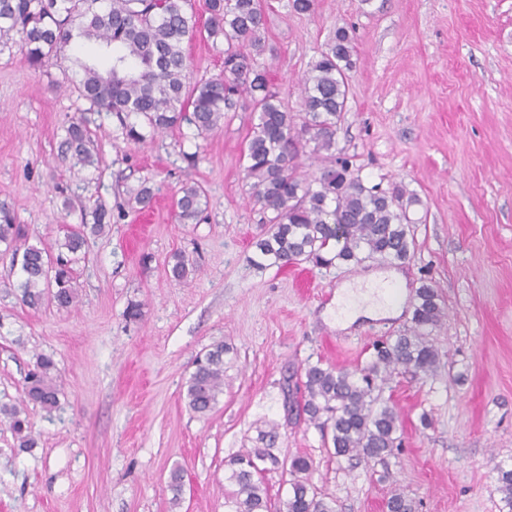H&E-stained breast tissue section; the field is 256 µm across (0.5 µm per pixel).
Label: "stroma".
<instances>
[{
	"label": "stroma",
	"mask_w": 512,
	"mask_h": 512,
	"mask_svg": "<svg viewBox=\"0 0 512 512\" xmlns=\"http://www.w3.org/2000/svg\"><path fill=\"white\" fill-rule=\"evenodd\" d=\"M269 2L265 61L296 116L300 79L336 29L353 36L336 148L365 185L414 194L413 255L255 268L265 226L244 171L248 112L229 113L204 140L184 126L140 145L102 117L98 167L73 172L58 147L84 103L56 82L79 76L74 60L94 46H68L39 69L18 48L0 50V205L34 243L92 223L96 204L111 215L74 265L78 301L67 310L23 306L19 268L0 251V405L22 404L38 355H53L60 380L57 411L25 406L36 447H18L0 423V512H229L227 461L269 429L282 454L311 460L312 483L341 512H386L395 491L417 512H501L493 467L512 465V0H316L310 15ZM186 49L190 81L221 74L223 42L202 34ZM145 178L158 188L151 222L126 205L127 187ZM188 181L207 193L196 224L175 215ZM180 252L197 269L178 282L169 268ZM379 272L403 277L401 315L337 327L343 283ZM424 284L443 312L430 335L439 365L387 387L402 449L384 481L367 460L330 456L296 403L306 364L350 368L374 340L406 333ZM132 303L143 308L136 321L124 315ZM218 342L230 348L224 391L198 416L184 385Z\"/></svg>",
	"instance_id": "35a3bbf8"
}]
</instances>
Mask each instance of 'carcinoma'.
<instances>
[{"label":"carcinoma","mask_w":512,"mask_h":512,"mask_svg":"<svg viewBox=\"0 0 512 512\" xmlns=\"http://www.w3.org/2000/svg\"><path fill=\"white\" fill-rule=\"evenodd\" d=\"M186 5L188 0H108L105 7L100 0H0V47L17 46L32 66L39 68L58 56L75 36L95 43L108 60L104 70L94 60H76L81 78L69 80L68 88L89 107L69 118L59 145L62 161L71 169L95 165L91 146L100 128L97 119L104 114L116 118L124 140L144 144L182 124L194 129V137H204L221 126L225 113L243 107L252 114L245 175L253 180L263 223L271 225L255 243L253 266L308 262L329 268L373 256L401 263L410 259L415 240L409 207L417 199L403 186L368 187L341 157L312 178L299 172L306 147L313 155L336 149L354 51L349 33L337 30L302 78L305 115L299 124L283 109L268 68L258 62L266 51L262 0H205L208 37L224 38V76L192 85L186 83L190 61L183 45L197 32V21ZM129 194L141 210L155 197L146 180ZM179 194V221L196 222L207 203L205 189L186 182ZM0 244L14 256L22 254L24 306L67 310L76 303L73 259L64 254L84 249V231L67 230L49 245L31 244L11 209L1 205ZM442 317L436 290L424 284L416 291L411 330L376 344L366 364L352 370L320 360L306 365V398L297 412L330 434L332 456L388 466L400 449V419L395 407L381 399L383 386L401 368L416 374L435 371L439 358L429 335ZM227 353L229 348L218 343L196 360L185 392L191 412L205 415L216 406L224 389ZM54 371L52 356L41 354L24 386L26 400L49 412L59 405ZM0 417L9 422L19 447L36 445L17 406H1ZM284 466L292 479L283 512H337V501L310 483L311 461L303 456L286 460L269 443L229 459L234 512H269L261 474ZM494 471L502 502L512 512V468L498 464ZM386 508L416 512L413 500L402 493L393 494Z\"/></svg>","instance_id":"1"}]
</instances>
